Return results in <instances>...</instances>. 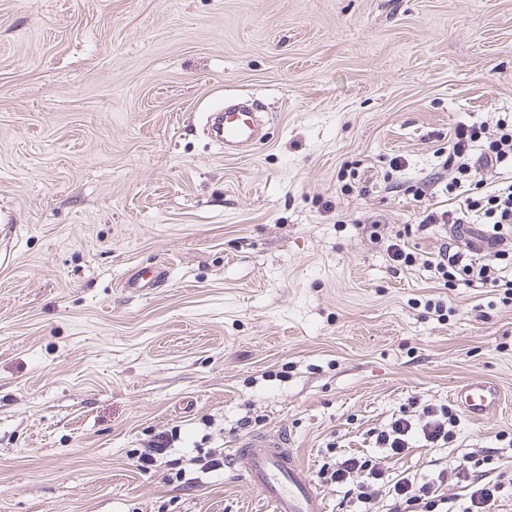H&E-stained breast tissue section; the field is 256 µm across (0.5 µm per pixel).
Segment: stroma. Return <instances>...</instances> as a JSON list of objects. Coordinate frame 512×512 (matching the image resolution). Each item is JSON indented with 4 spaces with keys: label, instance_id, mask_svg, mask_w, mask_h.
Segmentation results:
<instances>
[{
    "label": "stroma",
    "instance_id": "stroma-1",
    "mask_svg": "<svg viewBox=\"0 0 512 512\" xmlns=\"http://www.w3.org/2000/svg\"><path fill=\"white\" fill-rule=\"evenodd\" d=\"M239 97L265 136L227 157L203 125ZM505 116L512 0H0V512H272L189 459L284 432L315 473L478 381L500 409L393 469L512 471V305L373 238L448 243V139ZM172 436L160 433L153 440L150 448H146L138 457V468L141 471L149 472L157 467L158 460L163 458L171 446Z\"/></svg>",
    "mask_w": 512,
    "mask_h": 512
}]
</instances>
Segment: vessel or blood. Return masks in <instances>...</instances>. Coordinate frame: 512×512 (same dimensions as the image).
<instances>
[{"instance_id":"b4317fda","label":"vessel or blood","mask_w":512,"mask_h":512,"mask_svg":"<svg viewBox=\"0 0 512 512\" xmlns=\"http://www.w3.org/2000/svg\"><path fill=\"white\" fill-rule=\"evenodd\" d=\"M208 132L228 156L261 137L256 112L244 104L212 114ZM453 398L473 418L492 413L501 402L497 388L487 382L464 384L454 391ZM229 465L248 480L273 512H325L309 472L288 446L287 435L251 436L239 441Z\"/></svg>"}]
</instances>
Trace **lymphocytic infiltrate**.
I'll list each match as a JSON object with an SVG mask.
<instances>
[{
	"instance_id": "obj_1",
	"label": "lymphocytic infiltrate",
	"mask_w": 512,
	"mask_h": 512,
	"mask_svg": "<svg viewBox=\"0 0 512 512\" xmlns=\"http://www.w3.org/2000/svg\"><path fill=\"white\" fill-rule=\"evenodd\" d=\"M512 160V123L499 120L494 126L458 124L448 144V168L452 176L446 190L461 199L462 209L433 210L423 217L427 224H459L463 213L478 214L490 224L487 238L490 257L467 255L444 246L429 257L411 250L403 234L385 240V251L393 269L422 265L444 282L460 281L468 286L497 293L503 303L512 302V184L487 186L486 170ZM459 416L449 406L411 401L400 414L373 433V454L348 453L324 461L319 476L326 482L350 486L359 512H453L447 490L462 489L468 504L463 512H486L498 500L511 475L501 471L491 476L482 471V459L463 456L450 467L423 477L391 476L388 458L405 455L413 438L430 447H444L456 438Z\"/></svg>"
}]
</instances>
